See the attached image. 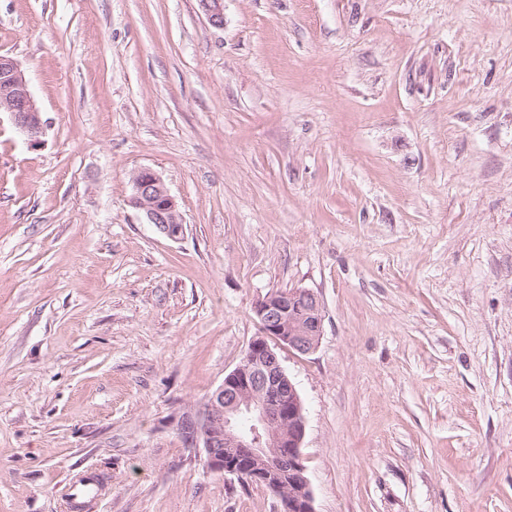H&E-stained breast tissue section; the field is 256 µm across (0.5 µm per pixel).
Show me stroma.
I'll list each match as a JSON object with an SVG mask.
<instances>
[{"mask_svg":"<svg viewBox=\"0 0 512 512\" xmlns=\"http://www.w3.org/2000/svg\"><path fill=\"white\" fill-rule=\"evenodd\" d=\"M0 54V512H280L178 425L290 288L314 512H512V0H0ZM0 112H7L17 128L31 144L40 142L44 121L20 65L6 55H0ZM133 194L129 203L141 211L149 224L171 240L184 234V222L175 198L169 193L161 177L150 168H143L132 177ZM100 478L96 473H91L70 485L69 502L76 506L86 500H92L91 494L94 492V486H98Z\"/></svg>","mask_w":512,"mask_h":512,"instance_id":"35a3bbf8","label":"stroma"}]
</instances>
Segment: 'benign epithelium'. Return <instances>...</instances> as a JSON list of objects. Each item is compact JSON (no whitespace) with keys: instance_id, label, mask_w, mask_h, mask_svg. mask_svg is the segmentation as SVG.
<instances>
[{"instance_id":"obj_1","label":"benign epithelium","mask_w":512,"mask_h":512,"mask_svg":"<svg viewBox=\"0 0 512 512\" xmlns=\"http://www.w3.org/2000/svg\"><path fill=\"white\" fill-rule=\"evenodd\" d=\"M199 5L211 25L223 24L224 0H199ZM0 112L10 115L31 144L40 142L42 113L20 65L6 55H0ZM132 182L131 206L165 237L180 239L183 218L158 173L140 169ZM254 311L262 335L251 341L240 364L201 408L182 420L179 433L188 437V445L204 448L210 468L265 485L278 496L281 512H314L303 464L302 401L268 339L301 354L311 352L322 335V305L314 292L293 288L266 295ZM245 413L253 419L247 432L237 426Z\"/></svg>"}]
</instances>
